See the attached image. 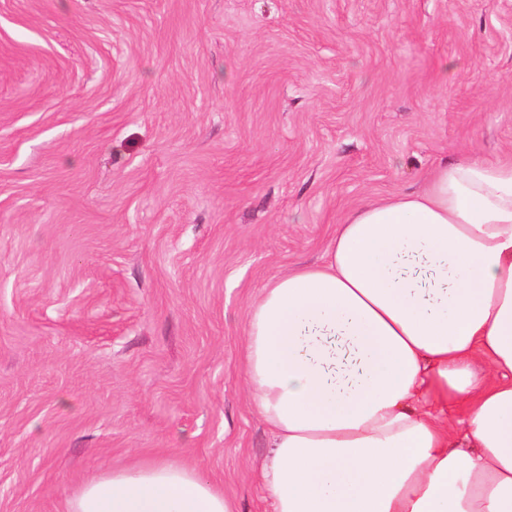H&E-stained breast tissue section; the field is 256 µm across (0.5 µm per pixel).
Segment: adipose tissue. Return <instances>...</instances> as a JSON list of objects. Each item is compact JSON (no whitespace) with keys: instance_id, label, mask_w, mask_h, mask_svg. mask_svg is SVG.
Here are the masks:
<instances>
[{"instance_id":"adipose-tissue-1","label":"adipose tissue","mask_w":512,"mask_h":512,"mask_svg":"<svg viewBox=\"0 0 512 512\" xmlns=\"http://www.w3.org/2000/svg\"><path fill=\"white\" fill-rule=\"evenodd\" d=\"M326 253L248 310L273 512H512V162L437 165L350 211ZM66 512L237 508L153 458L82 482Z\"/></svg>"}]
</instances>
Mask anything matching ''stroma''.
Instances as JSON below:
<instances>
[{"label": "stroma", "mask_w": 512, "mask_h": 512, "mask_svg": "<svg viewBox=\"0 0 512 512\" xmlns=\"http://www.w3.org/2000/svg\"><path fill=\"white\" fill-rule=\"evenodd\" d=\"M468 158L512 160V0H0V512L148 457L270 512L250 302Z\"/></svg>", "instance_id": "stroma-1"}]
</instances>
